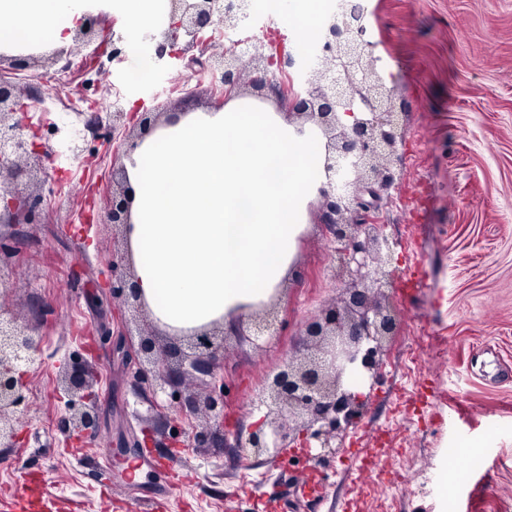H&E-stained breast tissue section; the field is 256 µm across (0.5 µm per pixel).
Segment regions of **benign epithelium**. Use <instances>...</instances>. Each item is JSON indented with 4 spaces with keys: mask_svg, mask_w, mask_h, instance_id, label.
I'll list each match as a JSON object with an SVG mask.
<instances>
[{
    "mask_svg": "<svg viewBox=\"0 0 512 512\" xmlns=\"http://www.w3.org/2000/svg\"><path fill=\"white\" fill-rule=\"evenodd\" d=\"M168 2V28L141 33V44L148 46L151 60L176 55L180 41L188 49L199 47L207 60L192 57L189 63L219 76L217 88L228 98L238 92L241 72L261 59L264 67L254 82L269 89L288 115L301 118L296 134L326 138L322 179L315 188L318 220L338 255L333 276L342 285L339 298L304 324L310 353L299 362H284L266 392L250 401L251 409L264 408L266 414L247 434L230 429L224 421L228 404L222 385L198 397H185L184 407L191 413L203 412L224 437H233V447L243 455L276 460L300 448L320 466L344 453L340 433L362 418L365 395L361 388L372 391L378 384L383 339L395 335L398 326L388 295L393 288L388 267L395 250L379 222L389 191L401 181L398 148L404 132L394 110L393 92L378 69L375 44L361 24L363 7L358 0H336L312 64L284 51L272 33L265 44L237 40L219 54L208 53L216 35L241 25L244 0ZM105 21L106 14L87 12L75 39L93 42L97 27ZM291 71L304 86L296 95L288 94L283 81ZM44 93L42 83L22 90L0 74V217L10 224L36 223L43 203L34 186L44 174L42 157L49 151L37 142L38 133L28 138L24 129L29 126L25 100L40 102ZM141 142L139 136L121 134L115 154L129 158ZM109 218L114 225L130 226L129 185L112 192ZM112 300L145 306L119 255L112 259ZM248 317L247 331L245 316L233 324L237 335L256 342L274 330L269 316L251 312ZM35 333L34 326L0 304V448H15L19 443L12 417L24 401L27 367L37 360ZM113 355L126 367L139 365L135 371L139 388H149L154 395L164 393L198 374L214 375L216 365L224 363V326L178 336L165 346L145 335L135 351L118 341ZM92 383L90 364L84 359L71 362L59 378L58 386L65 393L78 394L83 400L65 418L68 431L78 436L95 435L100 428L98 409L86 402Z\"/></svg>",
    "mask_w": 512,
    "mask_h": 512,
    "instance_id": "1",
    "label": "benign epithelium"
}]
</instances>
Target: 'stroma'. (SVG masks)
<instances>
[{"instance_id": "stroma-1", "label": "stroma", "mask_w": 512, "mask_h": 512, "mask_svg": "<svg viewBox=\"0 0 512 512\" xmlns=\"http://www.w3.org/2000/svg\"><path fill=\"white\" fill-rule=\"evenodd\" d=\"M379 66L394 90L405 132L402 182L384 210V233L400 264L392 302L398 329L386 341L380 381L361 421L348 427L343 459L310 471L303 458L243 459L222 439L192 447L196 417L167 395L141 391L113 362L123 333L112 316V254L124 242L105 203L112 182L113 112H216L225 98L201 67L170 59L132 79L141 51L124 0H104L122 60L83 65L92 47L35 49L19 87L47 78L49 95L30 112L54 153L43 165L36 224H1L0 266L13 274L4 301L36 322L38 360L28 373L20 445L0 449V512H512V0H367ZM292 0L255 10L236 38L263 42L275 27L305 49ZM99 122L86 128L90 110ZM80 135L66 150L68 131ZM306 205V227L287 280L272 303L281 330L255 345L227 336L213 377L182 390L223 385L233 422L246 430L249 400L285 356L306 353L303 324L340 295L337 257ZM95 357L100 432L75 440L54 386L73 357ZM148 433L152 459L127 484L131 455L107 438L118 426Z\"/></svg>"}]
</instances>
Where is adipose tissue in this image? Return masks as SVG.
<instances>
[{
	"mask_svg": "<svg viewBox=\"0 0 512 512\" xmlns=\"http://www.w3.org/2000/svg\"><path fill=\"white\" fill-rule=\"evenodd\" d=\"M64 0H0V47L64 45ZM321 138L243 98L193 112L138 148L127 231L135 284L155 323L190 335L269 301L287 277L314 190Z\"/></svg>",
	"mask_w": 512,
	"mask_h": 512,
	"instance_id": "adipose-tissue-1",
	"label": "adipose tissue"
}]
</instances>
